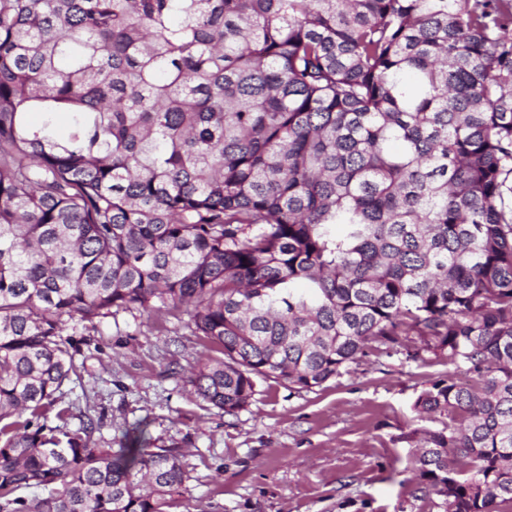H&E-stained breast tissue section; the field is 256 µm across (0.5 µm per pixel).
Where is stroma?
Returning a JSON list of instances; mask_svg holds the SVG:
<instances>
[{"instance_id": "35a3bbf8", "label": "stroma", "mask_w": 512, "mask_h": 512, "mask_svg": "<svg viewBox=\"0 0 512 512\" xmlns=\"http://www.w3.org/2000/svg\"><path fill=\"white\" fill-rule=\"evenodd\" d=\"M187 322L131 310L76 326L69 428L101 419L96 437L108 442L141 423L154 445L185 448L190 479L175 512H433L409 441L432 422L413 403L454 366L381 347L311 391L257 379L250 406L227 415L184 385L213 355Z\"/></svg>"}]
</instances>
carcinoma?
<instances>
[{"label":"carcinoma","mask_w":512,"mask_h":512,"mask_svg":"<svg viewBox=\"0 0 512 512\" xmlns=\"http://www.w3.org/2000/svg\"><path fill=\"white\" fill-rule=\"evenodd\" d=\"M181 307L229 415L377 345L471 374L418 491L512 507V0H0V512L178 506V447L47 422L68 322Z\"/></svg>","instance_id":"1"}]
</instances>
